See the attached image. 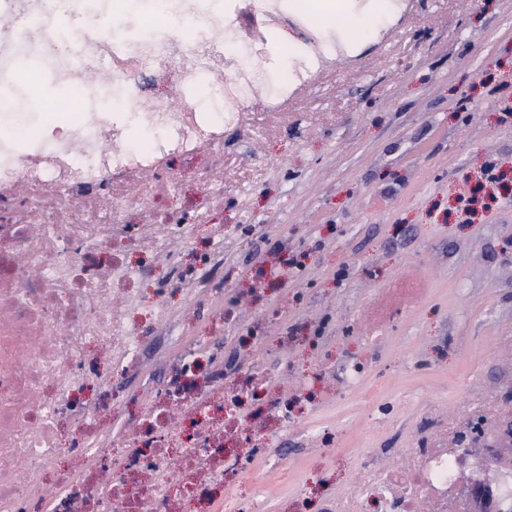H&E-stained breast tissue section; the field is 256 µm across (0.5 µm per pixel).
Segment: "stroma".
<instances>
[{
	"instance_id": "35a3bbf8",
	"label": "stroma",
	"mask_w": 512,
	"mask_h": 512,
	"mask_svg": "<svg viewBox=\"0 0 512 512\" xmlns=\"http://www.w3.org/2000/svg\"><path fill=\"white\" fill-rule=\"evenodd\" d=\"M348 50L322 89L300 92L294 123L226 145L271 163L252 194L215 205L202 187L215 172L171 158L185 184L163 209L208 221L156 274L193 271L223 244L206 296L236 302L238 321L214 327L207 307L189 313L170 292L142 372L115 380L126 399L101 419L117 429L138 414L129 395L164 383L186 337L221 349L228 372L262 351L291 411L255 466H287L288 482L269 503L256 480L231 479L245 512L297 500L321 512L368 451L396 463L435 411L476 420V397L497 395L512 368V0H413L403 22L385 19ZM489 162L508 189L462 212L461 189Z\"/></svg>"
}]
</instances>
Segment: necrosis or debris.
Segmentation results:
<instances>
[{"instance_id": "4bbe7bcc", "label": "necrosis or debris", "mask_w": 512, "mask_h": 512, "mask_svg": "<svg viewBox=\"0 0 512 512\" xmlns=\"http://www.w3.org/2000/svg\"><path fill=\"white\" fill-rule=\"evenodd\" d=\"M217 19L197 0H167L163 31L130 33L122 0H0V127L22 123L35 136L0 137V200L25 186L31 205L0 224V512H231L224 498L228 477L248 471L235 453L241 441L260 442L263 419L242 414L244 392L267 387L259 363L233 377L232 386L208 374L203 356L183 354L170 367L163 398L134 425L112 433L98 425L108 400L94 405L77 395L100 381L99 364L113 373L141 369L140 346L129 319L140 303V284L150 262L130 265L137 240L155 255L187 246L193 227L153 209V183L142 181L138 205L145 217L141 238L129 236L121 211L128 205L131 176L162 167L171 158L201 168L221 165L213 200L246 193L262 182L263 167L241 172L224 146L228 138L263 131L284 117L298 86L320 87L327 77V37L306 25L308 51L294 62V78L255 95L263 85L257 38L248 22L266 11L283 28L295 27L279 0H231ZM95 11L96 21L61 29V13ZM82 44L74 62L68 45ZM33 59L41 77L63 85L76 106L62 125L43 123L27 98L16 96L17 63ZM171 75L191 87L223 75L217 109L176 106L153 93L146 74ZM121 97L124 117L107 112L104 98ZM147 138L135 142L130 127ZM111 249L109 271L98 256ZM82 457L81 469L59 464L62 455ZM471 483L461 479L456 449L421 437L403 449L396 465L367 457L344 495L327 499L324 512H467Z\"/></svg>"}]
</instances>
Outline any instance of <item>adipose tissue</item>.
Segmentation results:
<instances>
[{"instance_id":"ef3b65f1","label":"adipose tissue","mask_w":512,"mask_h":512,"mask_svg":"<svg viewBox=\"0 0 512 512\" xmlns=\"http://www.w3.org/2000/svg\"><path fill=\"white\" fill-rule=\"evenodd\" d=\"M293 10L312 9L313 20L332 29L338 38L357 43L387 12L391 0H370L364 13L354 10L352 0H289Z\"/></svg>"}]
</instances>
